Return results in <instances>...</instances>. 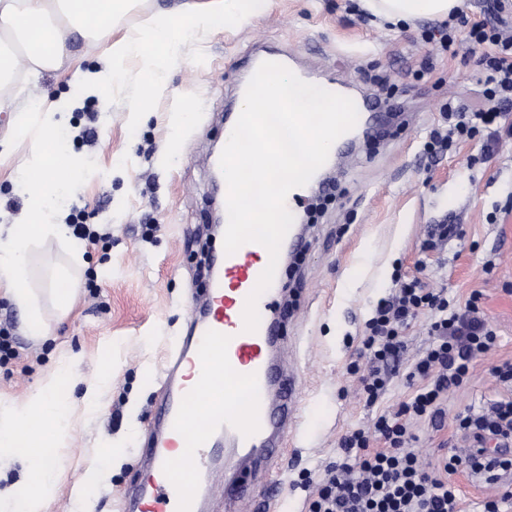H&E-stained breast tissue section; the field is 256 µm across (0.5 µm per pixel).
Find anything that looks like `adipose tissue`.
I'll return each instance as SVG.
<instances>
[{
	"label": "adipose tissue",
	"mask_w": 512,
	"mask_h": 512,
	"mask_svg": "<svg viewBox=\"0 0 512 512\" xmlns=\"http://www.w3.org/2000/svg\"><path fill=\"white\" fill-rule=\"evenodd\" d=\"M459 0H362L364 9L391 23L425 16L446 17ZM266 0H210L193 5L188 19L169 14L154 15L147 28L115 35L114 24L132 7V0H0V42H12L23 52L27 72L38 79L42 71L56 67L68 52V40L94 35L104 43V67L90 75V82L104 90L126 79V64L142 63L153 88L166 86L169 65L183 55L193 35L217 23L233 24L259 14ZM50 103H27L19 108L15 132L31 139L32 160L20 173L28 196V218L21 224L0 225V292L12 296L26 313L27 332L46 338L47 330L29 286L25 245L53 236L67 237L60 223L56 200L71 189L82 163L57 150L59 123ZM80 360L64 359L51 382L22 403L0 404V463H20L31 489L21 492L0 487V512H49L54 488L53 457L69 427L68 396L79 390L86 414H95L110 381L109 372L84 381L74 369Z\"/></svg>",
	"instance_id": "obj_1"
}]
</instances>
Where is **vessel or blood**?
<instances>
[{
    "label": "vessel or blood",
    "instance_id": "obj_1",
    "mask_svg": "<svg viewBox=\"0 0 512 512\" xmlns=\"http://www.w3.org/2000/svg\"><path fill=\"white\" fill-rule=\"evenodd\" d=\"M286 206L294 222L281 247L290 249L308 227L299 216L305 191H291ZM263 246L242 245L214 258L216 273L187 310L189 334L162 371L164 400L149 422L144 471L121 512H207L216 500L233 505L264 469L279 439L296 422L300 379L280 336L282 274L260 297L256 332L243 329L245 301L266 267ZM225 391L233 406L203 410Z\"/></svg>",
    "mask_w": 512,
    "mask_h": 512
}]
</instances>
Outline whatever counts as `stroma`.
<instances>
[{"instance_id":"35a3bbf8","label":"stroma","mask_w":512,"mask_h":512,"mask_svg":"<svg viewBox=\"0 0 512 512\" xmlns=\"http://www.w3.org/2000/svg\"><path fill=\"white\" fill-rule=\"evenodd\" d=\"M354 0H271L260 16L231 28L217 27L195 37L171 68L164 90L149 98L144 120L131 121L129 108L148 80L131 66L126 82L109 93L75 79L69 65L30 80L18 67L15 82L0 92V224L19 221L27 196L18 172L33 144L15 136L13 111L22 100L48 97L70 132L66 150L83 162L79 185L62 194L63 223L84 214L105 240L73 243L46 237L30 247L32 286L50 337L27 335L24 311L0 295V321L12 324L16 360L0 368V402H20L55 376L70 353H80L77 377L103 364L112 383L98 414L75 417L54 465L58 483L51 512H120V503L141 471L148 422L163 398L157 379L186 333V308L205 288L206 257L224 249L211 239L213 171L210 159L224 139V106L237 103L242 61L254 41L292 53V66L306 75H345L353 94L379 98L378 80L401 90L396 104L413 124L387 138L358 144L331 179L336 198L317 210L306 247L286 270L285 332L302 377L301 422L273 460L265 481L254 487L251 512H308L316 486L340 457L347 430L372 427L413 392L406 380L415 357L429 344L427 318L406 332L405 351L386 393L367 404L348 365L362 345L365 324L378 301L394 286L396 270L420 273L432 288L447 289L455 304L483 294L482 307L497 333V346L478 361L465 387L450 391L441 427L415 423L411 450L427 470H436L450 444H463L455 416L483 406L504 388L492 364L512 360V139L488 160L471 142L430 164L421 149L448 95L470 100L475 72L464 57L440 61L418 75L429 50L421 40L437 25L434 17L386 25L362 21ZM192 109L191 123L174 131L173 121ZM91 138H82L83 130ZM499 212L498 223L486 216ZM153 232H146V225ZM437 224H455L458 238L441 250L424 243ZM69 267L77 291L68 313L54 308L50 271ZM97 292H89V284ZM111 445L112 456L101 453ZM103 480L86 490L90 467Z\"/></svg>"}]
</instances>
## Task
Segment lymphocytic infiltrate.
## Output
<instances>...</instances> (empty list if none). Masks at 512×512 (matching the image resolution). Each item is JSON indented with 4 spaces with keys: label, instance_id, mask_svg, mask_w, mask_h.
<instances>
[{
    "label": "lymphocytic infiltrate",
    "instance_id": "lymphocytic-infiltrate-1",
    "mask_svg": "<svg viewBox=\"0 0 512 512\" xmlns=\"http://www.w3.org/2000/svg\"><path fill=\"white\" fill-rule=\"evenodd\" d=\"M507 0H492L480 17L467 7L456 8L428 40L437 49L457 56L468 48L479 76L480 104L470 109L451 97L439 108L441 122L433 128L423 150L438 160L457 145L478 140L491 154L502 137L512 136V21L505 15ZM393 292L381 299L366 323L361 353L365 364H351L367 403H374L389 385L388 370L405 347L404 336L420 316H428L431 341L414 362L408 380L417 384L411 397L395 411L380 415L372 429L348 431L339 445L342 462L331 466L320 481L309 512H462L458 488L448 474L463 468L473 474L512 471L505 450L512 446V395L489 409L468 408L456 416L469 447L443 457L441 475L430 474L408 449L411 424L427 420L440 424L444 396L470 378L478 360L494 349L497 335L471 294L464 307L451 305L443 289L428 287L421 278L396 274Z\"/></svg>",
    "mask_w": 512,
    "mask_h": 512
}]
</instances>
